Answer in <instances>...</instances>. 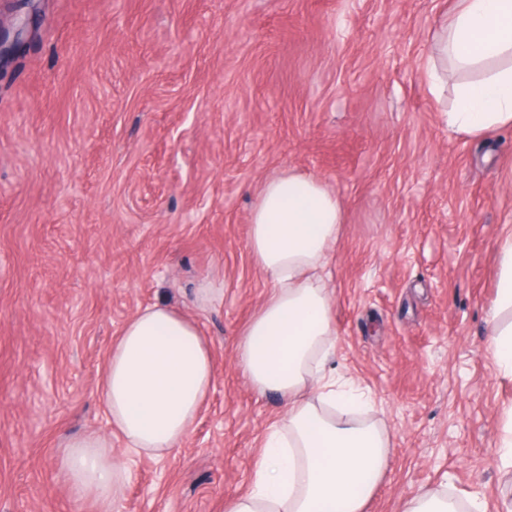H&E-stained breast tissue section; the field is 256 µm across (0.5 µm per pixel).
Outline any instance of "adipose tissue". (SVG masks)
<instances>
[{
	"mask_svg": "<svg viewBox=\"0 0 512 512\" xmlns=\"http://www.w3.org/2000/svg\"><path fill=\"white\" fill-rule=\"evenodd\" d=\"M451 71L426 73L440 92L451 72L482 71L460 86L447 115L453 132L512 128V0H457L436 33ZM344 222L339 196L321 178L267 179L250 213L249 249L271 290L236 347L253 389L286 402L263 438L250 489L225 498L224 512H364L382 482L389 437L369 418V391L328 370L336 353L333 295L324 271ZM497 299L488 311V349L512 377V231L498 242ZM215 376L210 342L198 324L161 304L137 310L112 345L99 389L112 429L127 447L155 457L181 448ZM61 468L72 495L112 512L127 476L110 439L97 432L69 441ZM401 512H487L483 499L458 503L421 492Z\"/></svg>",
	"mask_w": 512,
	"mask_h": 512,
	"instance_id": "1",
	"label": "adipose tissue"
}]
</instances>
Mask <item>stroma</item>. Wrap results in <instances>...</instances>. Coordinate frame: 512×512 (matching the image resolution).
Returning a JSON list of instances; mask_svg holds the SVG:
<instances>
[{
	"label": "stroma",
	"instance_id": "1",
	"mask_svg": "<svg viewBox=\"0 0 512 512\" xmlns=\"http://www.w3.org/2000/svg\"><path fill=\"white\" fill-rule=\"evenodd\" d=\"M456 0H0V512H98L63 443L96 430L129 478L115 512H224L284 402L237 341L268 284L248 248L263 182L322 178L345 223L325 271L337 373L390 438L364 512L423 490L488 508L512 379L487 350L512 225V130L449 133L424 71ZM216 289L203 304L198 288ZM163 303L199 324L216 376L179 452L112 435L99 379L124 323Z\"/></svg>",
	"mask_w": 512,
	"mask_h": 512
}]
</instances>
